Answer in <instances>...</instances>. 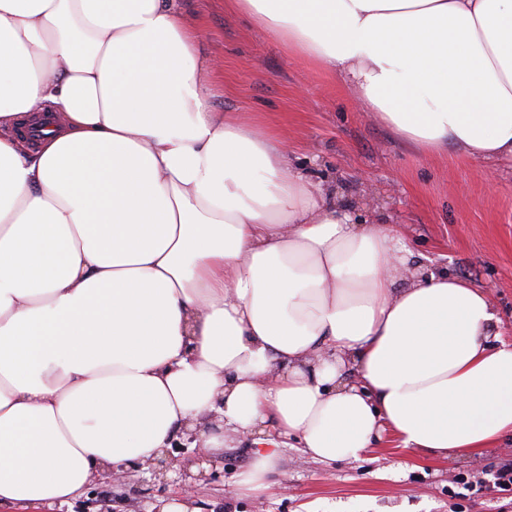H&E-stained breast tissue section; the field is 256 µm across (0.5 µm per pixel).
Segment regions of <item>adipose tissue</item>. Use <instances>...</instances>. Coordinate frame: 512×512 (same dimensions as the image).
I'll return each mask as SVG.
<instances>
[{"mask_svg":"<svg viewBox=\"0 0 512 512\" xmlns=\"http://www.w3.org/2000/svg\"><path fill=\"white\" fill-rule=\"evenodd\" d=\"M430 152L512 161V0H227ZM182 0H0V503L253 438L359 459L512 437L482 288L355 223L259 125L210 107ZM355 371L348 380L346 370Z\"/></svg>","mask_w":512,"mask_h":512,"instance_id":"adipose-tissue-1","label":"adipose tissue"}]
</instances>
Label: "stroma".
Returning <instances> with one entry per match:
<instances>
[{
	"label": "stroma",
	"mask_w": 512,
	"mask_h": 512,
	"mask_svg": "<svg viewBox=\"0 0 512 512\" xmlns=\"http://www.w3.org/2000/svg\"><path fill=\"white\" fill-rule=\"evenodd\" d=\"M186 17L203 31L201 53L217 64L214 111L286 138L293 164L331 184L358 219L381 215L402 225L419 263L487 292L512 342V164L423 151L226 0H186ZM252 448L237 440L206 459L182 438L165 455L190 458L189 469L173 462L159 474L149 466L122 485L96 479L68 503L38 512H84L103 499L112 512H159L174 500L191 512H512V493L493 489L500 463L512 458L511 441L452 460L398 447L389 432L357 460L318 462L288 447L260 493L236 484ZM188 473L195 482L187 497Z\"/></svg>",
	"instance_id": "1"
}]
</instances>
